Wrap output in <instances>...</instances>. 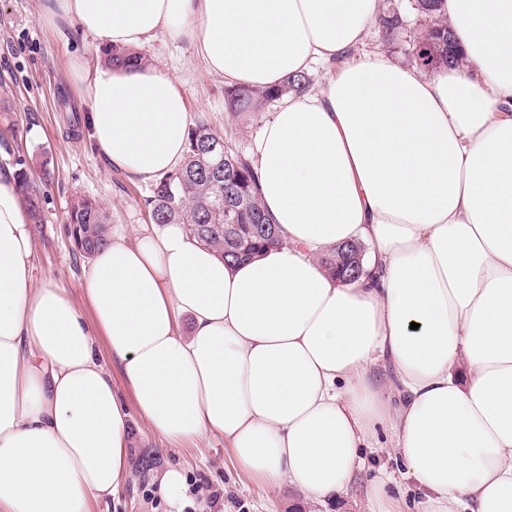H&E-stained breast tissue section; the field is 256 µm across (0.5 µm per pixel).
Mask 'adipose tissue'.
I'll list each match as a JSON object with an SVG mask.
<instances>
[{"mask_svg":"<svg viewBox=\"0 0 512 512\" xmlns=\"http://www.w3.org/2000/svg\"><path fill=\"white\" fill-rule=\"evenodd\" d=\"M444 10L467 65L426 77L363 51L377 0H44V22L101 49L162 35L231 84L327 78L282 97L250 153L281 245L233 265L180 224L115 230L82 276L90 322L36 281L25 203L0 175V512L115 497L134 412L176 448L223 438L261 491L292 486L307 512L346 492L382 431L419 512H512V0ZM71 76L111 166H179L180 80L80 58ZM347 241L366 247L352 282L320 263ZM155 490L168 512L193 505L180 468Z\"/></svg>","mask_w":512,"mask_h":512,"instance_id":"obj_1","label":"adipose tissue"}]
</instances>
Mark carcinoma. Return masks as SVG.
I'll list each match as a JSON object with an SVG mask.
<instances>
[{
	"mask_svg": "<svg viewBox=\"0 0 512 512\" xmlns=\"http://www.w3.org/2000/svg\"><path fill=\"white\" fill-rule=\"evenodd\" d=\"M443 0H408V4L391 3L380 15L378 39L390 45L404 42L407 55L418 69H446L450 63L460 65L462 59L448 58V19L442 11ZM148 63L142 54L112 51L108 63L117 70L133 61ZM312 85L306 73L288 77L281 85L250 87L229 85L224 88V106L233 118L262 114L289 92H301ZM221 136L211 131L203 121L189 128L184 159L171 174L152 184L147 204L155 224H183L187 231L212 248L226 262H237L260 250L282 242L277 226L261 206L257 182L247 156L240 153L232 141L225 142L227 155L216 158L210 152ZM19 188L27 194L31 220L42 221L41 207L27 173H16ZM110 217L99 202L76 197L68 211V224L79 254L91 258L108 242ZM345 243L328 252L323 264L331 273L346 281L358 276L349 270L336 271V255Z\"/></svg>",
	"mask_w": 512,
	"mask_h": 512,
	"instance_id": "carcinoma-1",
	"label": "carcinoma"
}]
</instances>
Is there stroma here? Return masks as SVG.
Here are the masks:
<instances>
[{
	"label": "stroma",
	"mask_w": 512,
	"mask_h": 512,
	"mask_svg": "<svg viewBox=\"0 0 512 512\" xmlns=\"http://www.w3.org/2000/svg\"><path fill=\"white\" fill-rule=\"evenodd\" d=\"M42 7L43 0H0V172L26 170L39 189L44 221L32 227L36 274L55 280L80 303L89 320L93 311L80 289L89 261L76 254L67 233L70 202L78 194L97 199L112 223L123 225L132 237L149 221L146 199L151 181L109 167L93 151L86 121L90 107L71 80L70 62L79 56L94 65L105 61L107 54L68 27L45 24ZM145 53L183 82L192 120H205L239 150L249 151L259 122L237 125L229 119L223 77L206 68L189 42L159 37ZM131 435V460L146 454L152 463L146 470L132 469L120 495L100 504L97 512H165L152 475L169 465L182 467L188 478L223 492L222 512H300L299 498L291 488H283L270 501L239 475L222 439H211L199 448H172L137 419ZM364 459L361 475L322 512H358L370 479L380 471L392 475V489L404 499L403 512H417L415 495L387 449H365Z\"/></svg>",
	"instance_id": "obj_1"
}]
</instances>
